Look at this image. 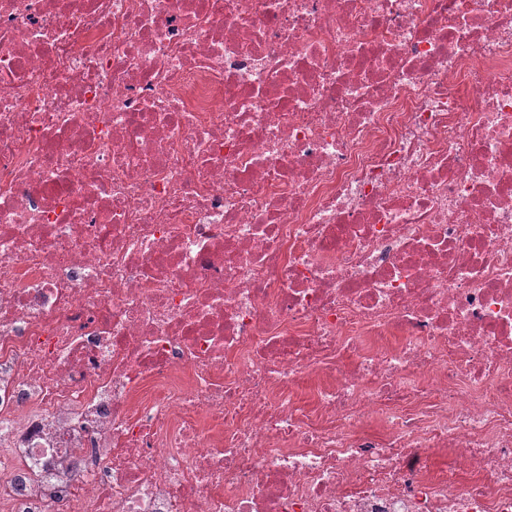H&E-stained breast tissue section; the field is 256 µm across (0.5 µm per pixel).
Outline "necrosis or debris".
<instances>
[{
    "mask_svg": "<svg viewBox=\"0 0 512 512\" xmlns=\"http://www.w3.org/2000/svg\"><path fill=\"white\" fill-rule=\"evenodd\" d=\"M0 512H512V0H0Z\"/></svg>",
    "mask_w": 512,
    "mask_h": 512,
    "instance_id": "necrosis-or-debris-1",
    "label": "necrosis or debris"
}]
</instances>
